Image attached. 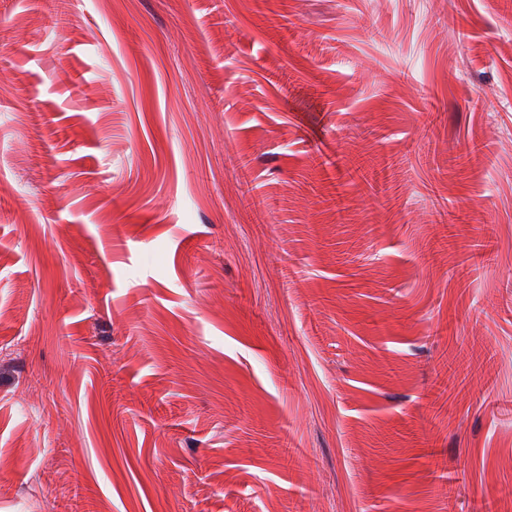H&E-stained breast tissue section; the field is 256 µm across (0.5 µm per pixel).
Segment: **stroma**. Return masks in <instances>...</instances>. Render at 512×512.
<instances>
[{"label":"stroma","mask_w":512,"mask_h":512,"mask_svg":"<svg viewBox=\"0 0 512 512\" xmlns=\"http://www.w3.org/2000/svg\"><path fill=\"white\" fill-rule=\"evenodd\" d=\"M1 351L0 512H512V0H0Z\"/></svg>","instance_id":"1"}]
</instances>
